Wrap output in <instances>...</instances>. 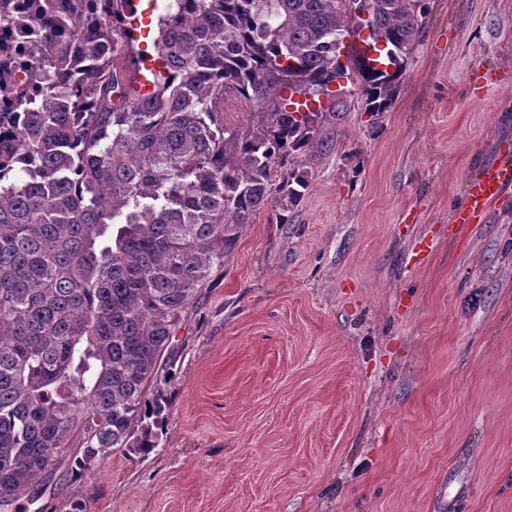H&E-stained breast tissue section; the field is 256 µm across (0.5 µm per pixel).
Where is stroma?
<instances>
[{"instance_id": "obj_1", "label": "stroma", "mask_w": 512, "mask_h": 512, "mask_svg": "<svg viewBox=\"0 0 512 512\" xmlns=\"http://www.w3.org/2000/svg\"><path fill=\"white\" fill-rule=\"evenodd\" d=\"M336 96L183 315L159 448L23 512H512V187L458 221L512 160V0H430L389 111ZM512 185V164L501 163L485 167L466 184L468 218H480L490 204Z\"/></svg>"}]
</instances>
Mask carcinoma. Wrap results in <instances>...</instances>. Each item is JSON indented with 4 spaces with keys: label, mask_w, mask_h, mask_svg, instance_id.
<instances>
[{
    "label": "carcinoma",
    "mask_w": 512,
    "mask_h": 512,
    "mask_svg": "<svg viewBox=\"0 0 512 512\" xmlns=\"http://www.w3.org/2000/svg\"><path fill=\"white\" fill-rule=\"evenodd\" d=\"M162 2L146 68L133 0H0L26 43L19 77L0 40V507L64 462L160 446L179 314L242 225L303 199L331 84L391 108L429 13L367 0L344 56L346 0ZM229 97L247 123L225 122Z\"/></svg>",
    "instance_id": "carcinoma-1"
}]
</instances>
